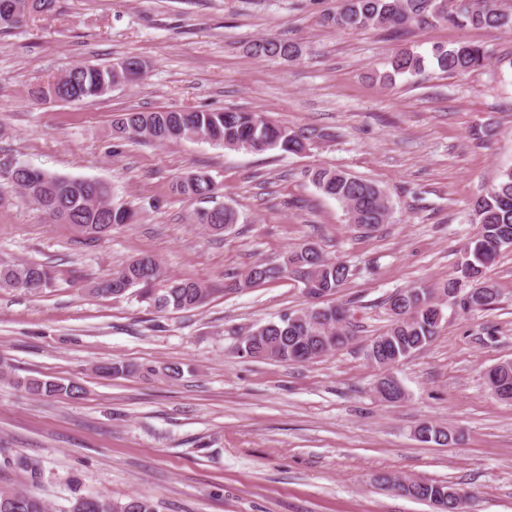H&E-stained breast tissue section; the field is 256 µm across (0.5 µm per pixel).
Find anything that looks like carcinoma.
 <instances>
[{"label":"carcinoma","mask_w":512,"mask_h":512,"mask_svg":"<svg viewBox=\"0 0 512 512\" xmlns=\"http://www.w3.org/2000/svg\"><path fill=\"white\" fill-rule=\"evenodd\" d=\"M335 13L323 15V20L339 28H403L409 25L452 24L490 28H512V16L500 12L494 0H340ZM58 0H0V32L17 27L27 16H49ZM255 55L267 58L301 54L295 42L275 36L252 44ZM437 67L445 73H465L480 69L489 60L482 46L458 43L451 47L438 45L432 49ZM391 70L379 76L383 85H391L397 75H418L424 70V57L411 50H399L390 61ZM115 64H84L70 66L53 81L35 88L31 95L37 101L47 100L46 94L56 90L58 100L75 103L88 98H100L115 84ZM118 138L144 139L155 143L177 138L208 140L228 149L266 151L279 149L286 153L305 150L307 142L330 136L314 129L297 133L288 126L272 121L255 112L235 110L204 111L197 109L123 113L112 126ZM37 188L25 179L10 186L29 199L46 217L55 223L81 225L89 239L99 240L116 224H129L134 219L131 209L115 206L110 201V186L99 180L69 177L42 172ZM313 185L322 194L335 199L345 212L347 222L363 232H372L387 222L389 201L376 184L344 170L318 168L311 173ZM181 195L211 197L216 184L205 172H190L175 183ZM196 221L215 233H221L238 222L237 213L222 206L215 213L199 212ZM476 231L463 248L458 266L460 276L439 288L418 286L405 290V298L392 294L387 301L393 320L384 335L390 337V351L380 352L374 364L386 367L385 357L401 362L425 349L439 335L445 319L442 300L453 293L465 280L471 287L484 290L483 309L490 310L498 302L494 284L483 277L484 270L497 262L508 245H512V167L501 171L498 181L486 195L473 205ZM308 274L316 278L328 295L336 294L349 279L346 264L326 257L320 251L309 252L306 245L289 250L277 264L257 262L232 277L227 288H253L266 282L288 278L298 280ZM53 271L47 265L29 262L0 263V291L21 290L40 294L52 285ZM137 289V295L147 297L148 307L157 312L188 310L204 303L208 289L199 282L169 276L157 259L136 258L90 288L100 297L120 296ZM238 336L237 352L242 357L270 359L281 363H301L320 358L350 344L349 312L343 306H327L315 314L308 308L289 312L277 322L271 321L246 331H234ZM500 377L487 375L489 387L512 391V362L501 367ZM20 385L41 396H76L82 388L52 379L29 378ZM0 512H48L45 501L32 491L12 486H0ZM63 512H157L154 503L143 496H132L124 502L102 493L80 492L73 487L69 505Z\"/></svg>","instance_id":"obj_1"}]
</instances>
